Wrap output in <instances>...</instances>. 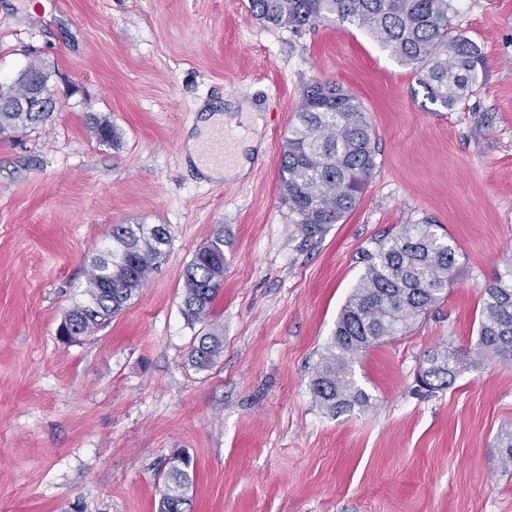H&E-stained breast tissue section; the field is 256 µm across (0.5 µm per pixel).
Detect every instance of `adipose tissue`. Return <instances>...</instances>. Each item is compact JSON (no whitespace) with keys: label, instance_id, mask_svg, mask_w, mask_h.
I'll list each match as a JSON object with an SVG mask.
<instances>
[{"label":"adipose tissue","instance_id":"obj_1","mask_svg":"<svg viewBox=\"0 0 512 512\" xmlns=\"http://www.w3.org/2000/svg\"><path fill=\"white\" fill-rule=\"evenodd\" d=\"M252 125L253 131L246 140L245 145L249 148L257 147L259 144V129L261 122L255 117L249 102L244 100L234 101L228 106L226 112L204 114L198 123V128L193 137L187 142V151L195 164H198L206 175L213 179H233L245 176L249 170V163L244 155H237L233 164L228 166H215L205 163L201 157V147L211 134L220 128H234L238 123Z\"/></svg>","mask_w":512,"mask_h":512}]
</instances>
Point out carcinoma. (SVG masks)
Instances as JSON below:
<instances>
[{
	"mask_svg": "<svg viewBox=\"0 0 512 512\" xmlns=\"http://www.w3.org/2000/svg\"><path fill=\"white\" fill-rule=\"evenodd\" d=\"M252 16L267 26L299 31L337 19L369 31L401 64L411 67L430 104L452 109L485 74L486 62L472 40L449 30L451 0H248ZM49 112L0 108V131L27 129ZM91 135L114 144L112 124L88 115ZM377 167L374 131L356 97L333 81L304 89L297 123L281 150L279 193L295 223L309 237L340 223L359 203ZM170 244L164 224H114L111 241L90 265L84 299L61 322L63 333L87 335L119 314L143 288ZM224 235L219 232L186 265L183 308L187 323H203L224 279ZM457 275L456 250L431 224H407L366 256L364 274L342 309L328 353L311 380L315 400L330 413L365 406L368 394L356 385L351 367L368 349L405 336L445 297ZM219 336L195 337L191 361L209 367L220 353ZM479 365L512 362V268L485 288L476 341ZM417 375L418 390L448 388L456 378L458 351H428ZM499 465L512 471V436L500 442ZM191 460L176 455L163 471L158 512H185L193 484Z\"/></svg>",
	"mask_w": 512,
	"mask_h": 512,
	"instance_id": "carcinoma-1",
	"label": "carcinoma"
}]
</instances>
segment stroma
<instances>
[{"mask_svg":"<svg viewBox=\"0 0 512 512\" xmlns=\"http://www.w3.org/2000/svg\"><path fill=\"white\" fill-rule=\"evenodd\" d=\"M247 0H0V78L52 71L57 110L0 133V512H156L174 454L195 472L187 512H512L498 439L512 363L474 366L486 286L512 267V0H456L453 34L481 85L435 111L414 72L336 20L294 32ZM341 85L375 132L359 205L307 237L278 192L305 85ZM243 99L262 122L247 175L186 154L203 108ZM108 118L117 145L91 136ZM459 253L446 297L352 365L369 395L332 414L310 390L363 256L408 224ZM116 224L172 242L139 295L79 342L57 330ZM227 257L205 323L181 313L182 272L216 233ZM212 331L222 352L189 356ZM459 350L453 385L418 392L427 351ZM220 346V338L213 332L196 336L190 350L191 361L199 368L209 367L220 353Z\"/></svg>","mask_w":512,"mask_h":512,"instance_id":"35a3bbf8","label":"stroma"}]
</instances>
